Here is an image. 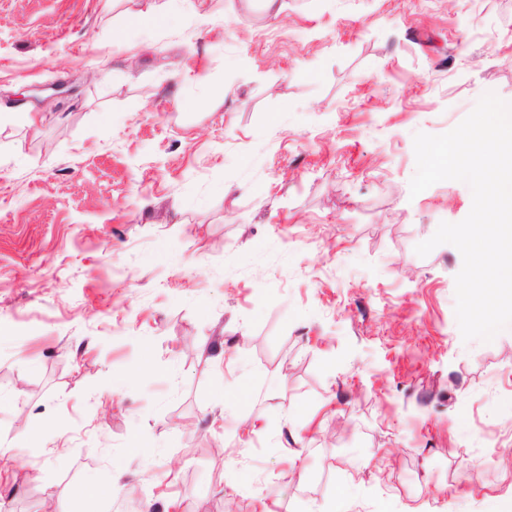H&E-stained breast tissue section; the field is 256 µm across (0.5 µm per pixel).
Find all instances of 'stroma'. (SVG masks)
<instances>
[{
    "instance_id": "1",
    "label": "stroma",
    "mask_w": 512,
    "mask_h": 512,
    "mask_svg": "<svg viewBox=\"0 0 512 512\" xmlns=\"http://www.w3.org/2000/svg\"><path fill=\"white\" fill-rule=\"evenodd\" d=\"M283 3L0 0V512L512 507V329L415 252L472 192L410 193L512 0Z\"/></svg>"
}]
</instances>
